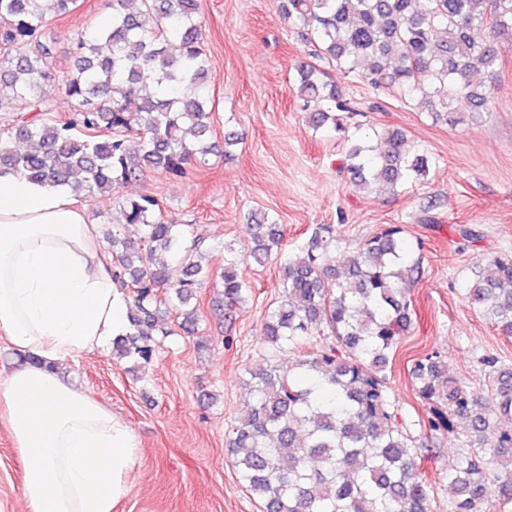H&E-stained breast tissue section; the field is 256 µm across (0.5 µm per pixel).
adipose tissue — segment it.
Returning a JSON list of instances; mask_svg holds the SVG:
<instances>
[{
  "label": "adipose tissue",
  "mask_w": 512,
  "mask_h": 512,
  "mask_svg": "<svg viewBox=\"0 0 512 512\" xmlns=\"http://www.w3.org/2000/svg\"><path fill=\"white\" fill-rule=\"evenodd\" d=\"M129 328V298L70 189L0 169V334L39 359L0 379L26 512H114L128 495L135 434L63 370Z\"/></svg>",
  "instance_id": "1"
}]
</instances>
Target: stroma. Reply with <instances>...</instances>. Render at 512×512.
<instances>
[{
	"label": "stroma",
	"mask_w": 512,
	"mask_h": 512,
	"mask_svg": "<svg viewBox=\"0 0 512 512\" xmlns=\"http://www.w3.org/2000/svg\"><path fill=\"white\" fill-rule=\"evenodd\" d=\"M198 20L210 59L214 129L235 126L244 141L231 158L210 157L185 178L160 173L121 188L118 197L149 194L162 213L187 227L188 238L211 248L213 268L224 265V245L249 242L247 216L265 211L284 228L275 258L263 268L241 265L248 284L234 318L220 323L211 309L212 289L198 295L201 332L166 339L145 367L130 370L106 352L80 359L68 372L78 384L134 431L139 461L132 488L116 512H262L240 481L226 448L242 413L245 370L261 352L269 307L281 296V262L305 244L317 227L333 225L342 250L353 251L388 224L403 225L421 260L407 286L413 326L401 337L387 370L389 392L412 432L429 406L410 370L433 354L448 362L475 393L488 395L484 360L512 368V338L502 335L466 301L482 259L512 253V44L501 47L495 110L458 125L432 122L417 103L397 91L373 86L327 66L341 86L361 128L403 131L433 161L427 181L375 197L356 191L341 167L346 144L322 128L310 129L303 101L293 89L294 66L313 50L301 29L288 23L277 0H199ZM112 21L110 0H80L74 11L50 24L56 75L66 78L77 34ZM118 197L77 195L88 223L119 219ZM477 236L459 237V225ZM233 339L224 348L222 336ZM216 394L207 404L203 393ZM464 429L418 449L420 472L430 487L432 512H448L454 493L448 471L463 450ZM24 463L0 420V512H24Z\"/></svg>",
	"instance_id": "35a3bbf8"
}]
</instances>
